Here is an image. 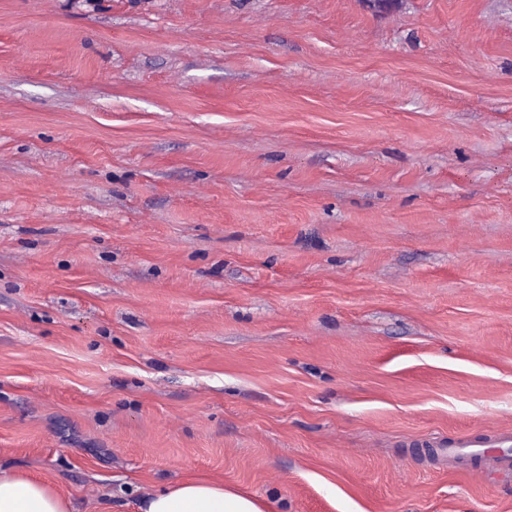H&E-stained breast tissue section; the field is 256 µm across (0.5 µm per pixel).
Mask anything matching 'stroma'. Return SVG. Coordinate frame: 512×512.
<instances>
[{"instance_id": "obj_1", "label": "stroma", "mask_w": 512, "mask_h": 512, "mask_svg": "<svg viewBox=\"0 0 512 512\" xmlns=\"http://www.w3.org/2000/svg\"><path fill=\"white\" fill-rule=\"evenodd\" d=\"M512 0H0V466L76 512H512ZM141 512H263L251 498L201 479H188L152 495Z\"/></svg>"}]
</instances>
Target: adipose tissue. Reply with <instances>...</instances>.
I'll return each mask as SVG.
<instances>
[{
    "instance_id": "1",
    "label": "adipose tissue",
    "mask_w": 512,
    "mask_h": 512,
    "mask_svg": "<svg viewBox=\"0 0 512 512\" xmlns=\"http://www.w3.org/2000/svg\"><path fill=\"white\" fill-rule=\"evenodd\" d=\"M0 512H73L69 500L38 478L0 467ZM142 512H263L251 498L201 479L152 495Z\"/></svg>"
}]
</instances>
